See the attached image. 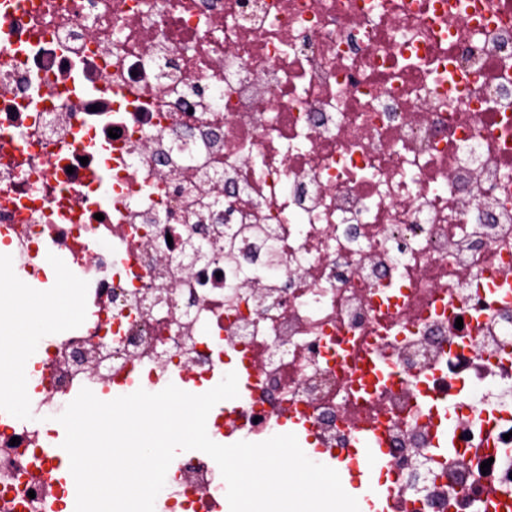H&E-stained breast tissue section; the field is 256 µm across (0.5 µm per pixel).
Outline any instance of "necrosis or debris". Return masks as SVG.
I'll use <instances>...</instances> for the list:
<instances>
[{
    "instance_id": "necrosis-or-debris-1",
    "label": "necrosis or debris",
    "mask_w": 512,
    "mask_h": 512,
    "mask_svg": "<svg viewBox=\"0 0 512 512\" xmlns=\"http://www.w3.org/2000/svg\"><path fill=\"white\" fill-rule=\"evenodd\" d=\"M34 2L0 6V244L65 257L82 309L0 427V512H58L30 472L74 390L204 393L235 359L214 426L301 413L319 454L381 425L392 512L512 492V0ZM162 500L221 512L224 479L181 458Z\"/></svg>"
}]
</instances>
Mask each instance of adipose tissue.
Instances as JSON below:
<instances>
[{"label": "adipose tissue", "mask_w": 512, "mask_h": 512, "mask_svg": "<svg viewBox=\"0 0 512 512\" xmlns=\"http://www.w3.org/2000/svg\"><path fill=\"white\" fill-rule=\"evenodd\" d=\"M0 295L12 298L11 334L8 356H0V376L5 383L0 386V397L23 398L28 361L26 334L34 327L49 329L51 323L61 322L74 315L80 308L78 293L66 275H59L54 288L40 295L17 294L12 284L0 279Z\"/></svg>", "instance_id": "obj_1"}]
</instances>
